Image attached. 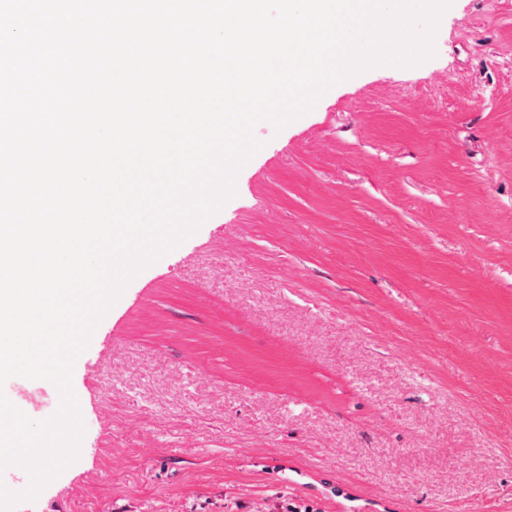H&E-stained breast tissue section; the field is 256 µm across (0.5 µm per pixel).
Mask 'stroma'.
<instances>
[{
    "label": "stroma",
    "instance_id": "stroma-1",
    "mask_svg": "<svg viewBox=\"0 0 512 512\" xmlns=\"http://www.w3.org/2000/svg\"><path fill=\"white\" fill-rule=\"evenodd\" d=\"M434 48L256 125L77 357L79 456L15 512H512V0H454Z\"/></svg>",
    "mask_w": 512,
    "mask_h": 512
}]
</instances>
